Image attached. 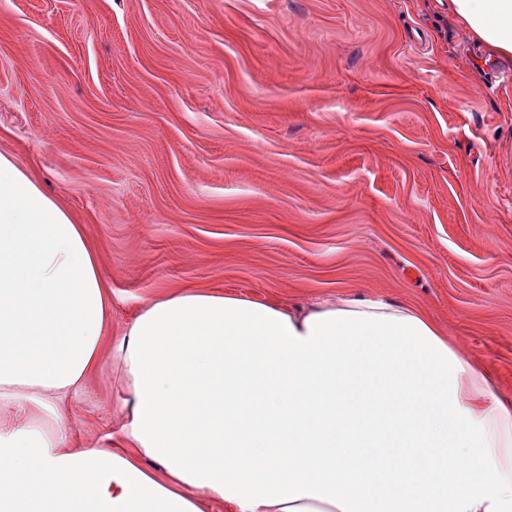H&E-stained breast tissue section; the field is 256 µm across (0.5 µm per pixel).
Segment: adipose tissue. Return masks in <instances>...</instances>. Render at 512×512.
<instances>
[{"label":"adipose tissue","mask_w":512,"mask_h":512,"mask_svg":"<svg viewBox=\"0 0 512 512\" xmlns=\"http://www.w3.org/2000/svg\"><path fill=\"white\" fill-rule=\"evenodd\" d=\"M494 56L512 0H450ZM84 228L0 154V512H512V399L411 304L181 288L111 338ZM122 424L62 411L103 356Z\"/></svg>","instance_id":"adipose-tissue-1"}]
</instances>
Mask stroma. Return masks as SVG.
I'll use <instances>...</instances> for the list:
<instances>
[{
  "instance_id": "stroma-1",
  "label": "stroma",
  "mask_w": 512,
  "mask_h": 512,
  "mask_svg": "<svg viewBox=\"0 0 512 512\" xmlns=\"http://www.w3.org/2000/svg\"><path fill=\"white\" fill-rule=\"evenodd\" d=\"M508 67L448 0H0V153L83 225L112 336L185 286L383 295L512 397ZM121 396L103 360L73 434Z\"/></svg>"
}]
</instances>
